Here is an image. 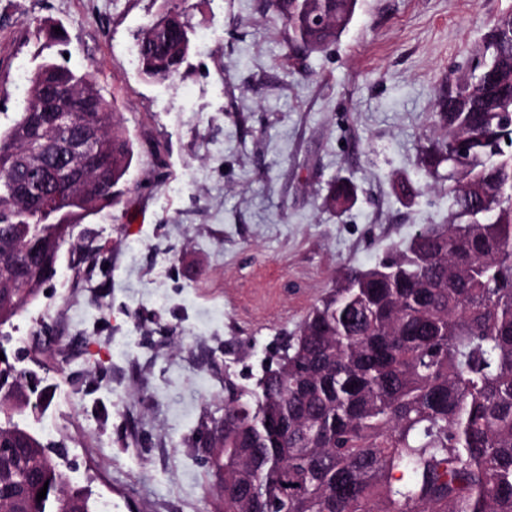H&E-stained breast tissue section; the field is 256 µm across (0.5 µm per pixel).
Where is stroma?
<instances>
[{"label": "stroma", "mask_w": 512, "mask_h": 512, "mask_svg": "<svg viewBox=\"0 0 512 512\" xmlns=\"http://www.w3.org/2000/svg\"><path fill=\"white\" fill-rule=\"evenodd\" d=\"M511 6L359 0L335 45L288 62L266 0H184L190 55L154 82L137 36L167 0H0V126L43 58L23 32L36 18L68 30L71 67L114 98L134 141L124 203L74 225L10 329L51 439L108 512H214L195 441L224 413L225 374L253 385L343 266L445 221L447 185L416 168L435 90ZM401 175L414 202L392 189ZM340 178L358 199L334 215L321 198Z\"/></svg>", "instance_id": "obj_1"}]
</instances>
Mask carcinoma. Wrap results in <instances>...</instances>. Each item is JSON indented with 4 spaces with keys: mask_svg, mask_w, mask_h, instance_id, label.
I'll return each instance as SVG.
<instances>
[{
    "mask_svg": "<svg viewBox=\"0 0 512 512\" xmlns=\"http://www.w3.org/2000/svg\"><path fill=\"white\" fill-rule=\"evenodd\" d=\"M358 0H274L288 30V59L321 52L351 24ZM59 47L27 77L24 100L0 129V243L34 255L22 266L0 255V289L16 312L34 293L52 242L69 225L121 203L134 142L114 99L74 71L56 24L27 23ZM185 10L169 8L141 29V74L165 82L190 49ZM469 71L438 89L433 134L417 152L426 178L448 169L444 224L419 228L369 267L344 268L309 310L255 387L224 378V507L217 512H512V7L472 48ZM71 95L76 121L90 118L112 147L109 187L65 214L32 211L13 198L21 154H50L75 126L36 124L45 91ZM468 142L467 154L455 144ZM355 196L348 180L324 199L332 212ZM0 385V437L19 443L0 461V512H95L57 444L18 417ZM46 497L37 500L42 488Z\"/></svg>",
    "mask_w": 512,
    "mask_h": 512,
    "instance_id": "obj_1",
    "label": "carcinoma"
}]
</instances>
